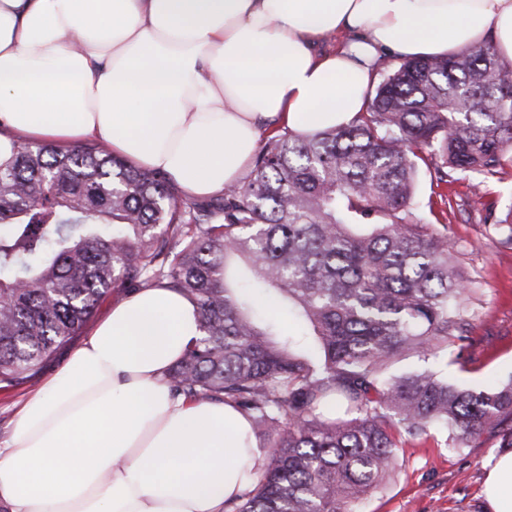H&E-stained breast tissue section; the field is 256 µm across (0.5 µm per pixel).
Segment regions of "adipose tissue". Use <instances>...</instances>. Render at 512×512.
Segmentation results:
<instances>
[{"instance_id":"obj_1","label":"adipose tissue","mask_w":512,"mask_h":512,"mask_svg":"<svg viewBox=\"0 0 512 512\" xmlns=\"http://www.w3.org/2000/svg\"><path fill=\"white\" fill-rule=\"evenodd\" d=\"M487 42L512 63V0H0V154L95 140L210 197L264 131L351 123L387 58ZM199 336L196 303L171 289L115 300L21 401L0 512H224L261 451L234 407L166 384ZM488 467L490 512H512V452Z\"/></svg>"}]
</instances>
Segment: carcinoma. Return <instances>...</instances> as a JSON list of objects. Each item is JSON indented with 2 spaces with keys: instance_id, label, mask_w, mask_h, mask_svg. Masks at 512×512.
<instances>
[{
  "instance_id": "obj_1",
  "label": "carcinoma",
  "mask_w": 512,
  "mask_h": 512,
  "mask_svg": "<svg viewBox=\"0 0 512 512\" xmlns=\"http://www.w3.org/2000/svg\"><path fill=\"white\" fill-rule=\"evenodd\" d=\"M508 152L512 64L490 42L402 60L347 126L271 132L206 204L95 143L19 144L0 156V385L28 378L115 288L164 284L196 302L202 333L167 385L235 406L265 449L225 512H354L395 472V433L441 428L459 448L512 415V377L471 390L432 368L390 372L465 339L448 236L406 221L419 168L439 184L511 177Z\"/></svg>"
}]
</instances>
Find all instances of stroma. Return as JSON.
<instances>
[{
    "instance_id": "obj_1",
    "label": "stroma",
    "mask_w": 512,
    "mask_h": 512,
    "mask_svg": "<svg viewBox=\"0 0 512 512\" xmlns=\"http://www.w3.org/2000/svg\"><path fill=\"white\" fill-rule=\"evenodd\" d=\"M470 185L463 175L440 188L420 170L413 211L425 223H436L426 203L441 191L455 205L445 232L469 287L462 303L468 338L449 341L440 353L450 383L481 389L512 374V229L501 222L512 207V179L486 178L477 196ZM65 352L57 347L29 381L0 389V446L10 437L17 402L37 388L41 375L59 367ZM498 433H484L456 450L442 430L401 437L397 473L360 503L358 512H486L482 488L488 458L499 450Z\"/></svg>"
}]
</instances>
